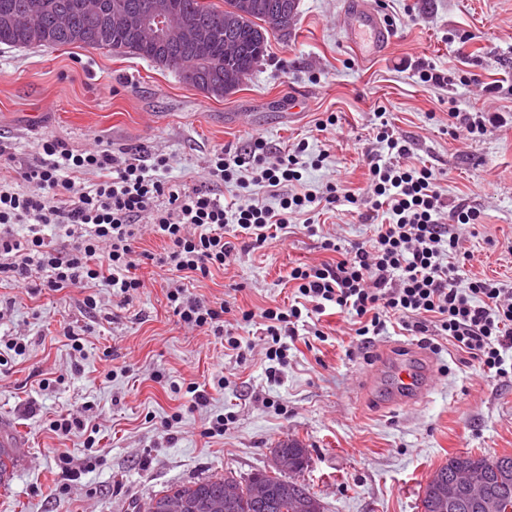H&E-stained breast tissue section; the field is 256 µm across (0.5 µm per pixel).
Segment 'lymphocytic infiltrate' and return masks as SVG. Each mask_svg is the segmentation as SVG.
I'll list each match as a JSON object with an SVG mask.
<instances>
[{
    "instance_id": "f902f5d3",
    "label": "lymphocytic infiltrate",
    "mask_w": 512,
    "mask_h": 512,
    "mask_svg": "<svg viewBox=\"0 0 512 512\" xmlns=\"http://www.w3.org/2000/svg\"><path fill=\"white\" fill-rule=\"evenodd\" d=\"M375 129L378 149L367 155L369 191L364 198L335 184L319 196L281 194V187L302 179L300 158L308 149L304 141L276 155L259 137L242 153L226 146L212 150V185L207 189L162 180L160 173L169 166L163 154L145 156L137 149L76 154L62 142L45 141L42 162L24 173L33 191L20 194L0 187V274L29 288L39 273L42 287L55 292L101 282L126 303L143 286L133 274L141 261L199 282L223 268L236 240L258 249L274 233L287 232L296 216H304L310 230L311 212L351 206L373 224L370 242L345 247L324 239L323 249L338 258L290 268L294 303L258 315L242 312L245 322L261 317L262 334L270 343L268 360L285 361L287 340L295 336L302 317L318 318L334 308L349 315L356 335H382L392 317L412 335L451 342L491 376H507L512 289L489 278L464 281L459 275L470 256L461 251L454 228L477 223V213L448 206L438 171L409 164V143L387 119H380ZM89 172L101 173V180L91 190L77 191V179ZM232 182L244 189L266 187L279 193V202L274 207L223 203L212 187ZM146 217L166 244L161 253L138 246L139 223ZM18 224L27 225L26 234H15ZM48 224L56 226L57 238L43 233ZM166 298L180 323L239 348L225 325L227 303L211 305L181 287L168 290Z\"/></svg>"
}]
</instances>
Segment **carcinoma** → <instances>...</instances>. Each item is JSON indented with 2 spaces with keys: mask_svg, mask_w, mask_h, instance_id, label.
I'll list each match as a JSON object with an SVG mask.
<instances>
[{
  "mask_svg": "<svg viewBox=\"0 0 512 512\" xmlns=\"http://www.w3.org/2000/svg\"><path fill=\"white\" fill-rule=\"evenodd\" d=\"M77 0H0V17L14 15L22 9L40 7L43 10L51 5H64L72 15V23L66 29L47 20L43 25L41 46L88 47L106 50L113 54H133L150 61L155 60L160 50L141 46L128 33L114 30L101 40L99 21L88 20L76 7ZM171 15L193 14L208 20L219 28L218 38L203 48H182L174 53L175 69L192 70L213 80L224 79V74L240 78L252 72L255 60L264 57L267 48V34L261 32L262 25L252 22L251 26L239 32L238 54L224 59V13L235 6V0H224V7L204 3V0H169ZM0 44L14 47H33L26 30L19 24H0ZM275 451L288 458V471L268 473L260 471L241 482L228 476L210 477L186 484L172 485L154 495L149 512H164V501L171 496H179L192 505L187 512H209L207 501L224 496L225 485L232 482L237 486L235 498L226 512H323L319 497L310 487L299 480L310 463L307 449L297 441H287L277 445ZM14 449L0 447V485L9 482L10 467L14 466ZM485 468L489 473L486 492L496 496L501 505L500 512H512V456L486 458L467 452L452 457L429 478L422 491L423 512H434L433 503L438 489V480L454 477L457 469Z\"/></svg>",
  "mask_w": 512,
  "mask_h": 512,
  "instance_id": "cac0c4a2",
  "label": "carcinoma"
}]
</instances>
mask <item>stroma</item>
<instances>
[{"instance_id": "35a3bbf8", "label": "stroma", "mask_w": 512, "mask_h": 512, "mask_svg": "<svg viewBox=\"0 0 512 512\" xmlns=\"http://www.w3.org/2000/svg\"><path fill=\"white\" fill-rule=\"evenodd\" d=\"M342 0H299L298 23L269 36L261 63L232 94L215 99L178 72L136 55L76 46L0 45V183L30 191L24 169L57 140L73 152L140 149L170 159L162 177L189 187L209 181L206 158L222 146L263 138L271 151L309 143L303 190L335 182L367 186L377 111L411 146V163L443 172L449 206L479 211L461 230L471 252L463 278H493L512 289V0H376L394 30L386 53L360 57L344 40ZM466 74L433 86L425 65ZM497 114L493 133L474 137L449 110ZM336 125L320 129L328 115ZM317 234L299 230L252 251L236 248L225 267L189 293L231 307L226 319L240 350L217 336L177 324L166 292L175 274L136 267L144 286L128 304L111 288L31 292L0 280L8 303L0 338L25 343L0 352V429L17 449L0 512H147L164 488L268 469L278 442L309 451L304 479L324 512H421L427 479L450 457L472 452L512 456V376H487L452 343L431 352L433 384L417 403H391L393 355L419 347L400 325L364 344L349 316L324 315L299 327L288 359L268 374L266 344L237 312L287 304L297 263L335 260L323 235L364 242L371 224L341 210L315 218ZM95 296L96 309L83 305ZM86 330L84 351L64 330ZM112 368L104 378V368ZM208 404L187 412L190 383ZM80 415L86 429L53 432L58 415ZM182 420L169 424L174 413ZM223 418L224 432L202 431ZM98 441L86 447L89 431Z\"/></svg>"}]
</instances>
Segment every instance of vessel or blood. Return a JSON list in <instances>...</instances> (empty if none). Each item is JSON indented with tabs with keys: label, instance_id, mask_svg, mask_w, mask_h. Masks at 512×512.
Segmentation results:
<instances>
[{
	"label": "vessel or blood",
	"instance_id": "obj_1",
	"mask_svg": "<svg viewBox=\"0 0 512 512\" xmlns=\"http://www.w3.org/2000/svg\"><path fill=\"white\" fill-rule=\"evenodd\" d=\"M341 22L348 43L367 57L382 55L393 38V29L369 0H344ZM398 394L421 399L432 386L430 370H417L408 363L397 365L394 373Z\"/></svg>",
	"mask_w": 512,
	"mask_h": 512
}]
</instances>
